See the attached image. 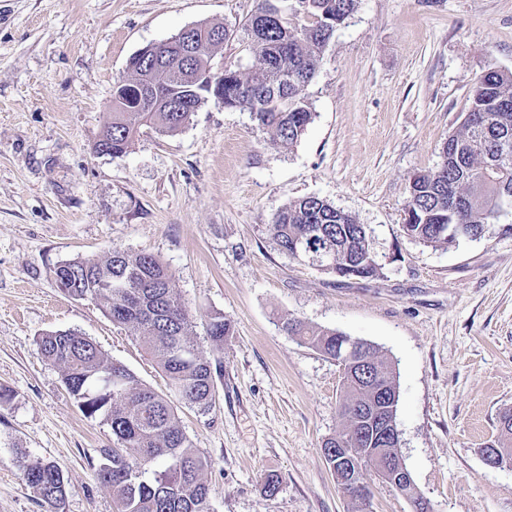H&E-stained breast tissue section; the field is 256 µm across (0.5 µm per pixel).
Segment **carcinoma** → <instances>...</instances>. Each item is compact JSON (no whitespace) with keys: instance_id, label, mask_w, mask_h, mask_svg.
Here are the masks:
<instances>
[{"instance_id":"1","label":"carcinoma","mask_w":512,"mask_h":512,"mask_svg":"<svg viewBox=\"0 0 512 512\" xmlns=\"http://www.w3.org/2000/svg\"><path fill=\"white\" fill-rule=\"evenodd\" d=\"M272 2L260 0L248 19L253 64L234 79L243 97L224 92V107L248 110L272 143L292 146L312 120L305 90L337 25L353 13L357 0H295L311 19L306 31L286 18L269 19ZM198 30L208 35L206 43L167 70L153 72L142 52L130 59L126 75L113 86L112 121L101 133L112 142V155L125 153L143 128L161 135L181 131L207 103L194 77L206 72L210 55L228 31L219 24ZM441 154L438 173L429 171L409 183L415 215L411 238L446 247L448 239L438 235L441 224H465L479 239L487 225L512 215V71L489 68L476 78L461 128L448 136ZM269 232L282 252L310 265L317 256L336 253L339 238L362 253L370 251L365 226L316 196L279 208ZM56 276L73 299L93 293L95 282L110 284L99 289L97 300L112 323L131 330L171 392L201 414L212 409L213 365L198 352L174 276L158 258L114 250L103 258L66 262ZM283 328L332 359L343 347L342 333L334 330L295 318ZM206 331L222 347L231 323L218 313L210 317ZM37 346L45 361L63 369V382L80 411L112 431L113 446L103 450L98 476L112 487L116 512H210V488L203 477L207 461L179 425L168 396L139 383L125 366L108 363L93 341L73 330L46 332ZM369 369L367 375L363 364H357L342 382L339 411L344 422L323 448H352L364 463L383 457L396 468L399 451L381 443L377 428L359 435L350 413L374 407L383 387L396 394L392 366L376 350ZM492 444L512 455L511 410L501 414L499 436ZM21 470L47 512H62L68 493L62 469L45 461L24 462Z\"/></svg>"}]
</instances>
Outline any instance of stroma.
Here are the masks:
<instances>
[{
	"mask_svg": "<svg viewBox=\"0 0 512 512\" xmlns=\"http://www.w3.org/2000/svg\"><path fill=\"white\" fill-rule=\"evenodd\" d=\"M259 0H0V512H45L20 460L53 461L64 512H115L98 478L110 429L79 410L45 332L74 330L144 384L167 380L101 304L57 286L65 262L141 251L172 272L216 402H176L209 461L212 512H413L375 480L367 505L337 485L322 444L341 426L340 367L285 319L377 348L399 392L400 454L432 512H512V469L482 447L512 410V231L434 247L402 228L417 173L469 107L487 68L512 71V0H359L306 90L313 119L290 147L251 112L211 102L177 134L145 129L118 156L93 150L115 81L142 48L198 23L231 33L217 62L244 71ZM317 196L367 228L379 271L326 274L279 250L268 226ZM232 325L223 349L211 315ZM279 477L275 494L266 474Z\"/></svg>",
	"mask_w": 512,
	"mask_h": 512,
	"instance_id": "obj_1",
	"label": "stroma"
}]
</instances>
